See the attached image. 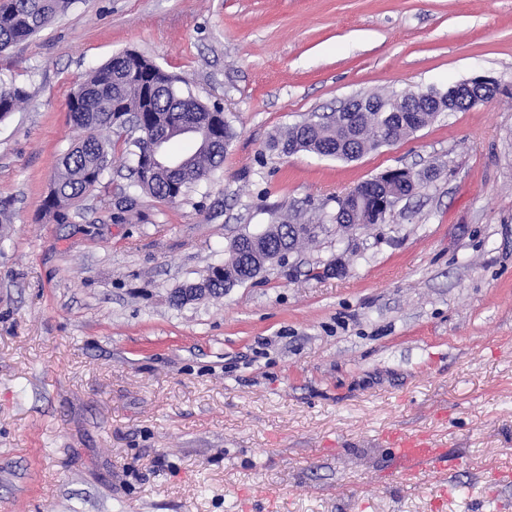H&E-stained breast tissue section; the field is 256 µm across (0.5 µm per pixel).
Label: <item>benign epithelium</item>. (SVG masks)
I'll return each instance as SVG.
<instances>
[{
	"instance_id": "1",
	"label": "benign epithelium",
	"mask_w": 512,
	"mask_h": 512,
	"mask_svg": "<svg viewBox=\"0 0 512 512\" xmlns=\"http://www.w3.org/2000/svg\"><path fill=\"white\" fill-rule=\"evenodd\" d=\"M499 91L497 79L484 75L471 77L460 83L448 86L446 94L418 92L413 96L397 99L394 104H377L366 99L352 98L345 102L339 111L350 114L356 120L367 111L392 112L400 116V124L417 132L422 128L421 116L425 113L436 117L441 112H454L462 107L473 108L490 102ZM142 144L145 145L141 162L145 168L153 166L177 167L179 160L171 159L166 151L167 134L158 132L150 126L142 131ZM419 182L414 173L407 168L391 169L360 184V190L350 196L344 206L336 213V232L350 233L358 226L367 223V214L378 216L391 213L402 199L414 195ZM208 278L190 283L188 288H175L174 297L187 305L209 297Z\"/></svg>"
}]
</instances>
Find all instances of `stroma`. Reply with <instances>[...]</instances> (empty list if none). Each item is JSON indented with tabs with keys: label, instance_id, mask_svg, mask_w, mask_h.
<instances>
[{
	"label": "stroma",
	"instance_id": "obj_1",
	"mask_svg": "<svg viewBox=\"0 0 512 512\" xmlns=\"http://www.w3.org/2000/svg\"><path fill=\"white\" fill-rule=\"evenodd\" d=\"M137 51L238 136L178 202L138 196L117 143L60 224L67 102ZM497 78L354 161L269 142L349 98ZM0 512H512V0H70L0 53ZM392 168L419 191L336 234V199ZM299 215L314 242L172 307L238 235ZM459 457L394 470V440ZM449 493H442L444 484ZM27 100L23 87L9 84L0 87V120L7 118Z\"/></svg>",
	"mask_w": 512,
	"mask_h": 512
}]
</instances>
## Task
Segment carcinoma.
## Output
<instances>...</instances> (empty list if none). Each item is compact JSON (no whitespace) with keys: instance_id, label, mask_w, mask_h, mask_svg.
<instances>
[{"instance_id":"obj_1","label":"carcinoma","mask_w":512,"mask_h":512,"mask_svg":"<svg viewBox=\"0 0 512 512\" xmlns=\"http://www.w3.org/2000/svg\"><path fill=\"white\" fill-rule=\"evenodd\" d=\"M68 0H0V52L12 44L39 32L59 12ZM78 101H69L68 108L74 124L83 136L60 158L59 167L50 188L56 200L45 198L43 211L59 223L69 219V209L90 189L99 184L112 165V139L103 137L109 132L122 135L112 113L100 112L97 100L113 98L123 112H139L144 120L164 130L179 126L197 127L215 142L213 146H197L185 157L184 170L178 174L158 168L144 175L137 167L142 146L133 138L124 139L126 153L132 157L129 166L136 193H144L168 203L181 199L187 190L210 178L224 164L232 141L237 136L233 125L224 118V109L210 107L191 93L176 85V79L145 56L126 51L112 57L92 71L77 90ZM27 100L24 88L10 84L0 87V120L7 118ZM382 125V117L372 112L361 117L356 126L357 139L351 145L365 152L378 147L374 130ZM347 131L322 116L314 123L303 121L275 138L270 148L283 154L297 143L303 150L319 153L329 149L344 150ZM289 222L270 225L259 235L243 234L233 239L228 258L217 270L224 271L210 279L212 297L224 295L229 288L257 277L283 250L315 240L316 233L301 230L288 235L284 229Z\"/></svg>"}]
</instances>
